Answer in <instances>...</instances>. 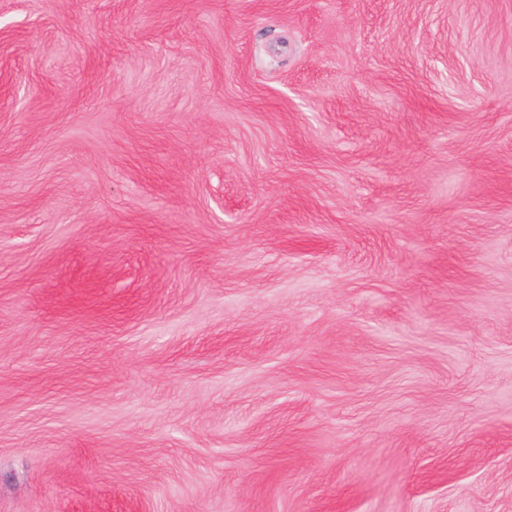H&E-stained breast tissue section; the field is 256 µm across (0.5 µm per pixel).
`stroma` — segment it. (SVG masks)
<instances>
[{"label": "stroma", "instance_id": "1", "mask_svg": "<svg viewBox=\"0 0 512 512\" xmlns=\"http://www.w3.org/2000/svg\"><path fill=\"white\" fill-rule=\"evenodd\" d=\"M0 512H512V0H0Z\"/></svg>", "mask_w": 512, "mask_h": 512}]
</instances>
